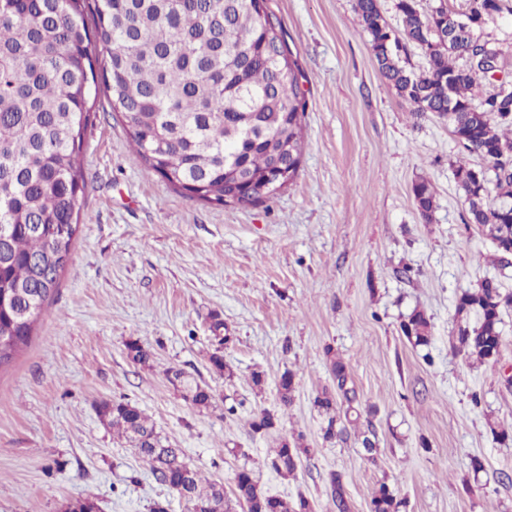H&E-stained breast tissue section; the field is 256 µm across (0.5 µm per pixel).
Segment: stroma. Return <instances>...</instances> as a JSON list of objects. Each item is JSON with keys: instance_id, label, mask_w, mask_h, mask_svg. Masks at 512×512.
<instances>
[{"instance_id": "obj_1", "label": "stroma", "mask_w": 512, "mask_h": 512, "mask_svg": "<svg viewBox=\"0 0 512 512\" xmlns=\"http://www.w3.org/2000/svg\"><path fill=\"white\" fill-rule=\"evenodd\" d=\"M356 0H268L304 74L305 142L283 192L248 208H215L175 192L133 161V144L98 94L83 154L80 225L27 346L0 367V512H64L76 498L101 512H188L99 416L104 401L141 409L187 463L232 492L252 469L264 491L304 495L336 512L328 476L341 474L350 512H370L380 484L401 512H512V310L503 314L496 362L454 354L456 298L487 277L512 290V266L469 225L458 187L466 156L446 122L416 115L378 71ZM434 192L418 213L413 183ZM410 274H403V267ZM424 311L431 341L413 346L400 324ZM233 341L232 371L214 373L208 312ZM154 353L133 363L127 341ZM347 363L363 409L347 437L325 441L313 406L332 389L326 349ZM182 369L214 392L198 410L167 381ZM295 374L291 404L278 383ZM263 382L254 385L253 373ZM274 429L256 433L262 413ZM376 434L365 455L361 432ZM311 454L294 475L268 466L282 437ZM482 462L473 470L472 458ZM414 204L422 218H430L434 207V193L431 184L421 179L412 188Z\"/></svg>"}]
</instances>
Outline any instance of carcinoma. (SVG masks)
Segmentation results:
<instances>
[{
  "mask_svg": "<svg viewBox=\"0 0 512 512\" xmlns=\"http://www.w3.org/2000/svg\"><path fill=\"white\" fill-rule=\"evenodd\" d=\"M267 0H94V27L86 23L89 0H0V367L28 344L33 326L46 314L60 275L68 265L80 223L76 209L85 188L82 155L92 124L91 97L104 85L133 147V160L164 179L174 191L204 204L254 207L285 190L297 177L303 152L307 102L303 72L288 49L280 19ZM506 8L504 0H467L457 27L455 13L441 5L429 14L417 0H397L403 32L389 29L378 0H356L361 25L371 37L378 70L416 114L431 113L469 154L484 165L458 162V186L468 203L467 223L495 245L503 267L512 264V83L500 81L479 103L471 90L492 78L500 52L476 35L486 20ZM428 57L422 72L409 69L406 44ZM288 179L259 193L275 162ZM496 201L485 202L490 190ZM421 217L434 207L431 184L412 188ZM70 224L68 238L47 226ZM512 293L500 281L484 279L457 299V334L451 350L466 359L489 361L503 345V312ZM215 373L233 377L224 363L219 314L209 315ZM401 332L415 346L430 340L426 315L412 311ZM128 357L148 366L151 348L126 345ZM335 392L317 395L314 406L327 417L324 437L341 438V419L360 414L344 360L326 348ZM166 378L198 410L212 405L208 386L170 368ZM295 375L286 371L278 392L293 400ZM346 404L337 408L336 396ZM104 420L146 461L157 482L185 486L190 512H234L224 486L203 479L184 459L183 449L156 432L138 407L105 402ZM309 448L299 440L280 442L270 465L289 476ZM235 498L246 512H313L301 496L290 503L262 490L250 469L235 477ZM336 512H349L342 476L331 473ZM403 502L381 484L370 512H400Z\"/></svg>",
  "mask_w": 512,
  "mask_h": 512,
  "instance_id": "obj_1",
  "label": "carcinoma"
}]
</instances>
